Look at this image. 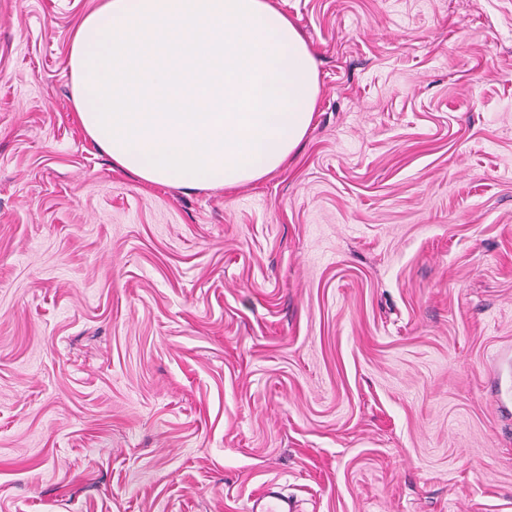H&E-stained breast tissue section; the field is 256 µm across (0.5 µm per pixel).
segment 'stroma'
<instances>
[{
  "label": "stroma",
  "instance_id": "stroma-1",
  "mask_svg": "<svg viewBox=\"0 0 512 512\" xmlns=\"http://www.w3.org/2000/svg\"><path fill=\"white\" fill-rule=\"evenodd\" d=\"M321 97L185 191L74 120L94 0H0V512H512V0H272ZM257 506H261V512H294L295 507L291 500L282 497L273 490L271 485H267L263 492L258 496L254 506L250 509L256 511Z\"/></svg>",
  "mask_w": 512,
  "mask_h": 512
}]
</instances>
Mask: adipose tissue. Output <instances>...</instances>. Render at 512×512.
Listing matches in <instances>:
<instances>
[{
    "label": "adipose tissue",
    "instance_id": "adipose-tissue-1",
    "mask_svg": "<svg viewBox=\"0 0 512 512\" xmlns=\"http://www.w3.org/2000/svg\"><path fill=\"white\" fill-rule=\"evenodd\" d=\"M69 70L76 120L113 165L187 190L282 168L321 93L311 47L271 0H100Z\"/></svg>",
    "mask_w": 512,
    "mask_h": 512
}]
</instances>
